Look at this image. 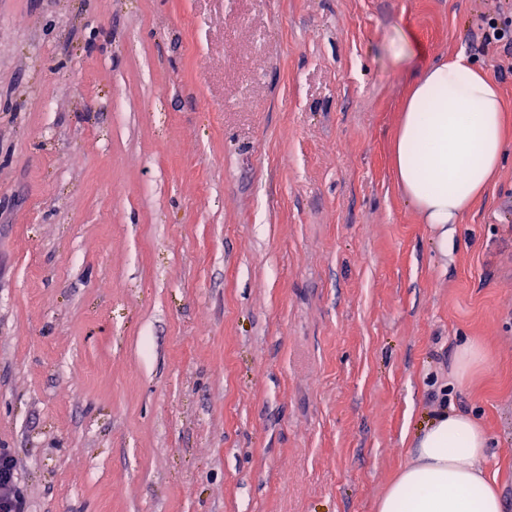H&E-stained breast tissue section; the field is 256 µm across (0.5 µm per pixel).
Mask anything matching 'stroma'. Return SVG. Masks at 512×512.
Listing matches in <instances>:
<instances>
[{"mask_svg":"<svg viewBox=\"0 0 512 512\" xmlns=\"http://www.w3.org/2000/svg\"><path fill=\"white\" fill-rule=\"evenodd\" d=\"M509 14L0 0V448L30 512H375L442 402L512 512V131L445 249L390 157L457 54L512 113L480 46Z\"/></svg>","mask_w":512,"mask_h":512,"instance_id":"1","label":"stroma"}]
</instances>
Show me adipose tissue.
<instances>
[{
  "instance_id": "obj_1",
  "label": "adipose tissue",
  "mask_w": 512,
  "mask_h": 512,
  "mask_svg": "<svg viewBox=\"0 0 512 512\" xmlns=\"http://www.w3.org/2000/svg\"><path fill=\"white\" fill-rule=\"evenodd\" d=\"M503 141L500 88L465 55L422 72L404 104L392 161L405 196L441 240L494 184ZM409 448L410 461L375 512H503L484 473L488 437L475 419L438 410Z\"/></svg>"
}]
</instances>
